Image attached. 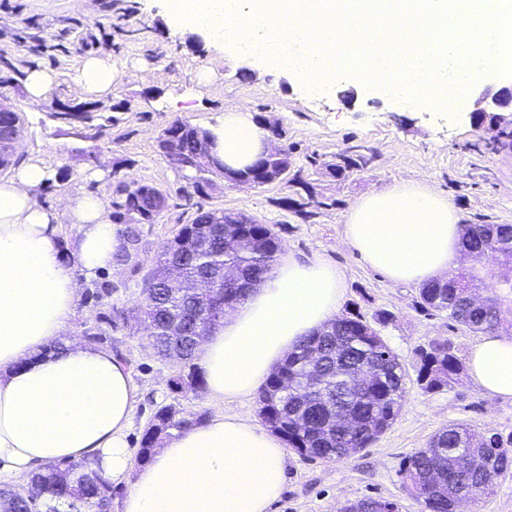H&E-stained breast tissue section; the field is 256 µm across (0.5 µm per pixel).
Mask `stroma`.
<instances>
[{"mask_svg": "<svg viewBox=\"0 0 512 512\" xmlns=\"http://www.w3.org/2000/svg\"><path fill=\"white\" fill-rule=\"evenodd\" d=\"M111 56L119 73L110 93L82 95L71 82L91 56ZM53 70L57 80L47 98L31 104L25 89L29 68ZM0 97L24 117L16 164L43 159L51 177L40 202L59 212V239L77 233L64 215L66 197L77 192L115 201L118 180L148 183L163 192L167 207L145 225L136 256L114 263L82 284L88 293L112 284L103 307L78 301L71 338L96 322L99 312L130 309L142 299V280L164 243L191 223L197 207L243 213L270 225L283 255L317 257L345 275L341 309L356 308L366 319L391 313L380 333L409 376L396 421L369 448L344 460L288 454V482L272 512H343L367 496L396 500L400 512H422L400 474L403 460L441 428L464 424L478 432L512 435V401L491 396L461 373L446 388L424 392L416 382L419 346L451 340L467 356L477 334L429 314L415 304L417 287L395 283L364 263L345 242V217L364 195L404 180L420 181L446 196L460 223L512 224V149H497L488 125L470 119L476 93L458 106L409 110L380 96L365 82L337 77L322 99L311 100L306 83L258 58L214 46L198 31H174L165 0H0ZM251 112L259 124L279 123L291 170L306 182L289 180L263 187L234 185L215 175L208 197L196 196L158 148L164 129L176 122L200 128L227 112ZM58 112L87 113L106 125L104 144L84 138L81 123L55 120ZM354 148L366 168L333 174L332 164ZM308 202L311 218L297 205ZM107 346L119 353L139 386L141 399L128 432L131 448L158 407L172 404L186 413H212L207 392L175 393L173 368L150 347L142 327L111 331Z\"/></svg>", "mask_w": 512, "mask_h": 512, "instance_id": "stroma-1", "label": "stroma"}]
</instances>
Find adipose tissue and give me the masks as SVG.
I'll list each match as a JSON object with an SVG mask.
<instances>
[{
    "label": "adipose tissue",
    "instance_id": "adipose-tissue-1",
    "mask_svg": "<svg viewBox=\"0 0 512 512\" xmlns=\"http://www.w3.org/2000/svg\"><path fill=\"white\" fill-rule=\"evenodd\" d=\"M113 79L111 60L97 57L85 61L74 84L102 96ZM208 132L215 157L232 171L269 146L248 112L225 113ZM50 176L35 159L0 179V475L87 461L106 480L127 484L120 512H270L286 486L287 452L275 434L225 413L224 401L254 392L303 336L335 318L342 272L318 258L277 262L201 343L211 418L166 440L136 470L128 429L140 391L128 366L77 342L48 349L74 322L81 279L111 268L127 241L104 197L79 194L66 203L77 233L62 251L58 217L37 198ZM345 239L370 267L401 283L443 276L461 250L454 208L413 181L361 197L346 216ZM467 368L484 392L512 400V335L482 336Z\"/></svg>",
    "mask_w": 512,
    "mask_h": 512
}]
</instances>
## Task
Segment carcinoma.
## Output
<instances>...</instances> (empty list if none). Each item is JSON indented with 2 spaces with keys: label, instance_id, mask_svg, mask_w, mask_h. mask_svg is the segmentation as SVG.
I'll use <instances>...</instances> for the list:
<instances>
[{
  "label": "carcinoma",
  "instance_id": "cac0c4a2",
  "mask_svg": "<svg viewBox=\"0 0 512 512\" xmlns=\"http://www.w3.org/2000/svg\"><path fill=\"white\" fill-rule=\"evenodd\" d=\"M176 138L170 157L181 169L195 167L198 153L207 143L206 131L185 123L165 130ZM290 163V152L274 155L256 166L228 173L256 187L273 183L274 175ZM112 221L125 225L127 243L141 241L142 226L155 223L163 206L155 193L141 187L131 191L116 187ZM193 237L199 246L183 250ZM463 251L499 257L512 273V224L461 225ZM282 251L279 237L268 224L252 220L233 223V214L197 207L195 217L184 224L160 250L156 267L143 279L146 302L127 311L112 310L97 316L100 325L84 332L91 344L106 341V324L116 328L134 320L147 323L148 340L156 355L172 363L178 375L174 389L200 391L204 387L194 363L200 334L224 321V307L236 308L273 271ZM238 269L237 283H224V266ZM179 281L191 287L200 281L213 285L209 296L190 295L170 286V267ZM486 272L471 265L449 278L420 285L417 304L428 313H444L448 319L477 334L494 333L512 321V287L498 280L485 282ZM315 351L321 362L315 390L303 385L307 376L305 354ZM416 381L427 392L449 385L464 369L462 359L448 340H433L419 348ZM408 374L398 355L364 316L354 310L336 317L304 338L259 387L257 403L262 422L283 437L288 447L303 457L327 460L349 458L374 443L395 421L407 393ZM206 421L203 414H186L173 405L159 407L148 423L136 454L138 463L149 461L159 443ZM512 472V437L498 433L480 435L457 425L437 432L426 447L409 454L403 463L404 485L410 495L432 489L431 499L421 501L431 512H472L494 490L496 480ZM36 495L12 487L0 489V512H111L112 484L89 471L85 462H62L28 478ZM344 512H399L395 500L365 498Z\"/></svg>",
  "mask_w": 512,
  "mask_h": 512
}]
</instances>
